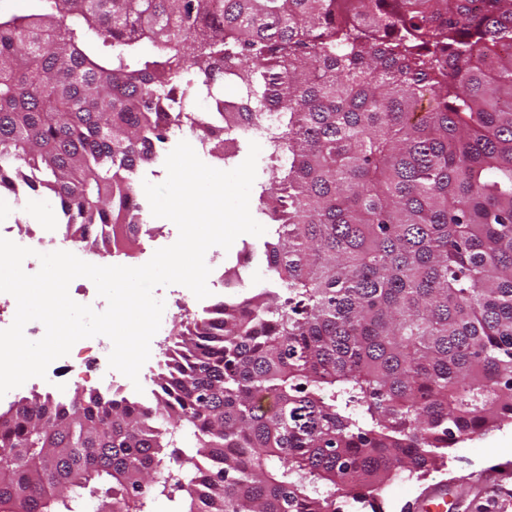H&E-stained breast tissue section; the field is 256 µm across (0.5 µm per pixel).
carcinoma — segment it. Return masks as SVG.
<instances>
[{
	"instance_id": "1",
	"label": "carcinoma",
	"mask_w": 512,
	"mask_h": 512,
	"mask_svg": "<svg viewBox=\"0 0 512 512\" xmlns=\"http://www.w3.org/2000/svg\"><path fill=\"white\" fill-rule=\"evenodd\" d=\"M271 113L269 284L174 327L148 400L0 410V509L340 512L512 422V0L0 15V191L51 193L83 249L149 234L134 175L169 129L222 158Z\"/></svg>"
}]
</instances>
